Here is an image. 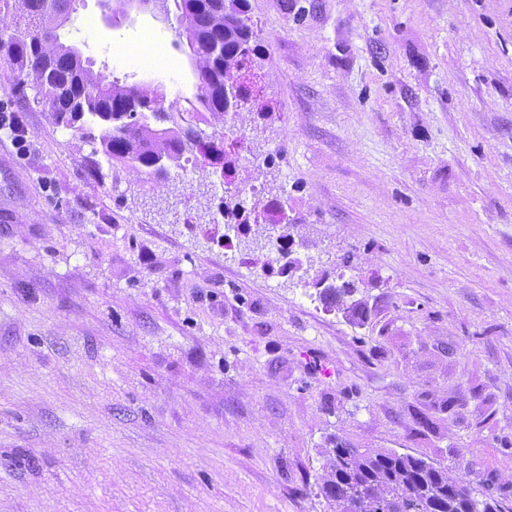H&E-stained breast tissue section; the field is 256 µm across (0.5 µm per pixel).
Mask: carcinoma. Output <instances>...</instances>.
<instances>
[{
	"mask_svg": "<svg viewBox=\"0 0 512 512\" xmlns=\"http://www.w3.org/2000/svg\"><path fill=\"white\" fill-rule=\"evenodd\" d=\"M0 1L15 18L0 20V48L20 83L34 84L38 100L60 124L72 127L87 115L95 119L102 152L151 177H167L159 160L177 167L186 151L211 147L201 125L222 123L249 101L240 82L253 63L247 0H159L165 16L174 2L197 79L185 126L166 111L159 88L109 81L76 46L61 41L59 29L70 21L77 0ZM238 194L225 193L219 213L242 218L243 226L247 219ZM323 457L319 491L334 512H502L492 496L479 505L459 494L463 478L422 458L352 448L344 441L325 449Z\"/></svg>",
	"mask_w": 512,
	"mask_h": 512,
	"instance_id": "obj_1",
	"label": "carcinoma"
}]
</instances>
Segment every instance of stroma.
<instances>
[{
    "label": "stroma",
    "instance_id": "stroma-1",
    "mask_svg": "<svg viewBox=\"0 0 512 512\" xmlns=\"http://www.w3.org/2000/svg\"><path fill=\"white\" fill-rule=\"evenodd\" d=\"M61 30L109 79L197 92L176 16ZM231 176L301 267L224 242L222 168L156 180L0 100V512H330L325 448L420 457L512 499V0H247ZM354 285L323 299L316 279ZM2 131L10 138L13 146L18 153L23 154L27 148L26 129L22 126V122L17 112L8 110V105H0V133Z\"/></svg>",
    "mask_w": 512,
    "mask_h": 512
}]
</instances>
